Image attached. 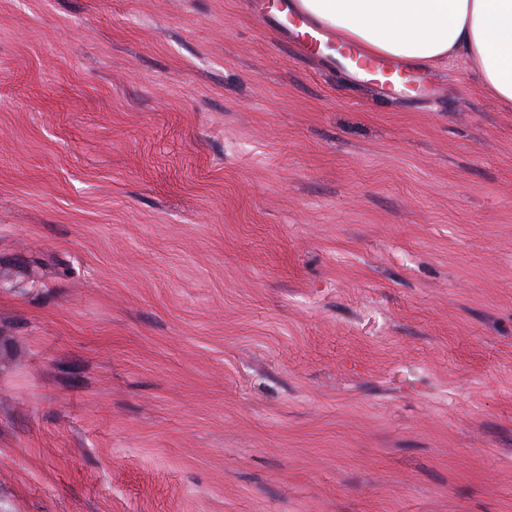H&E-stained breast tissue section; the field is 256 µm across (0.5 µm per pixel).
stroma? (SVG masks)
Returning <instances> with one entry per match:
<instances>
[{
  "mask_svg": "<svg viewBox=\"0 0 512 512\" xmlns=\"http://www.w3.org/2000/svg\"><path fill=\"white\" fill-rule=\"evenodd\" d=\"M261 0H0V512H512V107Z\"/></svg>",
  "mask_w": 512,
  "mask_h": 512,
  "instance_id": "stroma-1",
  "label": "stroma"
}]
</instances>
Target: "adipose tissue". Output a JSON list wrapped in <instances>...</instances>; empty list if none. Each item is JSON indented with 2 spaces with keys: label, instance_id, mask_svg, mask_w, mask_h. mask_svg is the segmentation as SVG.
Segmentation results:
<instances>
[{
  "label": "adipose tissue",
  "instance_id": "obj_1",
  "mask_svg": "<svg viewBox=\"0 0 512 512\" xmlns=\"http://www.w3.org/2000/svg\"><path fill=\"white\" fill-rule=\"evenodd\" d=\"M300 10L367 55L404 65L463 61L512 105V0H299Z\"/></svg>",
  "mask_w": 512,
  "mask_h": 512
}]
</instances>
